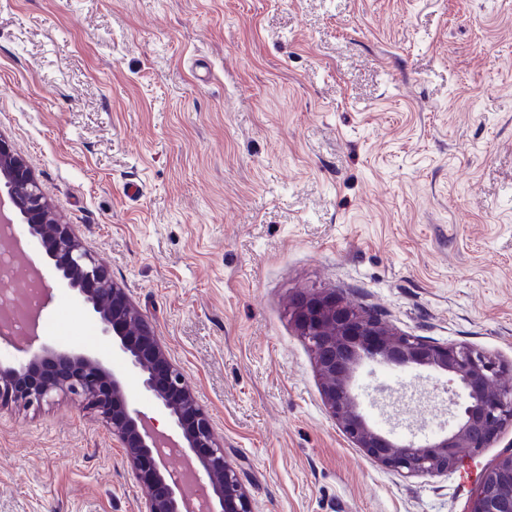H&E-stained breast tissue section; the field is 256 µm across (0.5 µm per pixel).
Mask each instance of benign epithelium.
Here are the masks:
<instances>
[{
  "mask_svg": "<svg viewBox=\"0 0 512 512\" xmlns=\"http://www.w3.org/2000/svg\"><path fill=\"white\" fill-rule=\"evenodd\" d=\"M16 223L27 225L32 237L48 240L46 268L54 283L87 308L111 342L112 357L141 376L144 396L169 418L171 428L147 421L109 362L90 350H59L35 332L23 346L0 337L1 345L17 352L12 362L0 364V409L38 407L58 392L74 396L112 430L137 481L152 489L141 512H193L198 478L212 489L207 512H255L240 471L217 443L210 416L185 387L183 373L152 324L112 282L72 225L57 221L27 165L0 138V224ZM292 318L312 352L329 414L355 447L401 476L446 473L512 425V384L500 381L501 365L483 351L397 333L334 291L295 301ZM366 360L451 375L466 394L464 414L429 443L394 442L369 426L352 394L356 369ZM163 443L184 455L189 480L171 478L158 452ZM470 512H512V450L483 473Z\"/></svg>",
  "mask_w": 512,
  "mask_h": 512,
  "instance_id": "obj_1",
  "label": "benign epithelium"
}]
</instances>
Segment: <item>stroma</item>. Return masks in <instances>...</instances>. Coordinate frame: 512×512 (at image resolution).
<instances>
[{
  "instance_id": "obj_1",
  "label": "stroma",
  "mask_w": 512,
  "mask_h": 512,
  "mask_svg": "<svg viewBox=\"0 0 512 512\" xmlns=\"http://www.w3.org/2000/svg\"><path fill=\"white\" fill-rule=\"evenodd\" d=\"M0 138L151 322L256 512H470L512 426L446 473L386 469L327 412L291 306L333 291L512 374V0H0ZM42 317L109 356L69 291ZM352 392L399 442L466 402L369 360ZM145 497L70 395L0 411V512Z\"/></svg>"
}]
</instances>
